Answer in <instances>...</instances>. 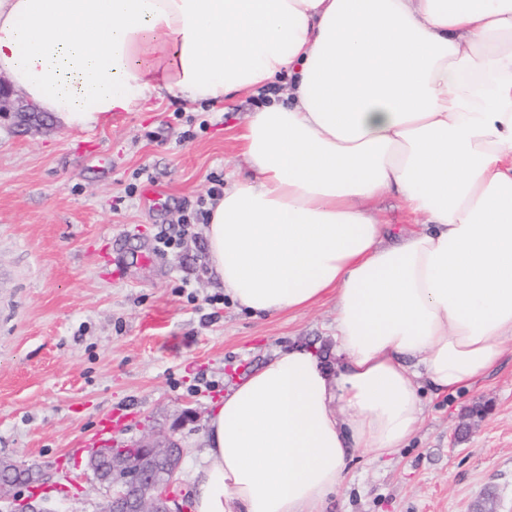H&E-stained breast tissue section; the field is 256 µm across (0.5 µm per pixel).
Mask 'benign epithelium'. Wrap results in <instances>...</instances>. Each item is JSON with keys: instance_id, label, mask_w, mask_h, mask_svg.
Segmentation results:
<instances>
[{"instance_id": "7a95c632", "label": "benign epithelium", "mask_w": 512, "mask_h": 512, "mask_svg": "<svg viewBox=\"0 0 512 512\" xmlns=\"http://www.w3.org/2000/svg\"><path fill=\"white\" fill-rule=\"evenodd\" d=\"M10 84L0 78V117L13 116L20 123L33 121L43 125L46 117L27 100H12ZM182 448L169 439L165 442L145 440L134 460L118 458L110 448L100 449L90 460L97 479L113 490L103 512H181L170 493L175 474L180 467ZM21 467L10 460H0V501L10 502V512H35L30 499L12 493L20 483L16 474Z\"/></svg>"}]
</instances>
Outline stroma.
Here are the masks:
<instances>
[{"mask_svg": "<svg viewBox=\"0 0 512 512\" xmlns=\"http://www.w3.org/2000/svg\"><path fill=\"white\" fill-rule=\"evenodd\" d=\"M285 90L157 100L89 130L20 133L0 120V458L36 471L40 512H101L110 492L85 450L96 439L173 437L183 458L171 492L183 498L232 385L296 343L335 360L334 299L256 318L225 301L203 225L153 250L159 229L176 232L197 210L211 176L229 185L249 174L237 136ZM189 115L208 127L184 141ZM421 398L409 444L379 459L353 449L324 512H474L486 501L512 512V341L483 380Z\"/></svg>", "mask_w": 512, "mask_h": 512, "instance_id": "obj_1", "label": "stroma"}]
</instances>
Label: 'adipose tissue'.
I'll return each mask as SVG.
<instances>
[{"label":"adipose tissue","mask_w":512,"mask_h":512,"mask_svg":"<svg viewBox=\"0 0 512 512\" xmlns=\"http://www.w3.org/2000/svg\"><path fill=\"white\" fill-rule=\"evenodd\" d=\"M1 73L79 130L288 86L244 125L208 263L255 315L334 297L342 364L293 347L215 403L192 512H322L349 449L415 433L420 381L473 385L512 340V0H0ZM375 213L383 223L390 224L394 233L416 227L414 221L397 207V201L390 196L383 197L377 203Z\"/></svg>","instance_id":"1"}]
</instances>
